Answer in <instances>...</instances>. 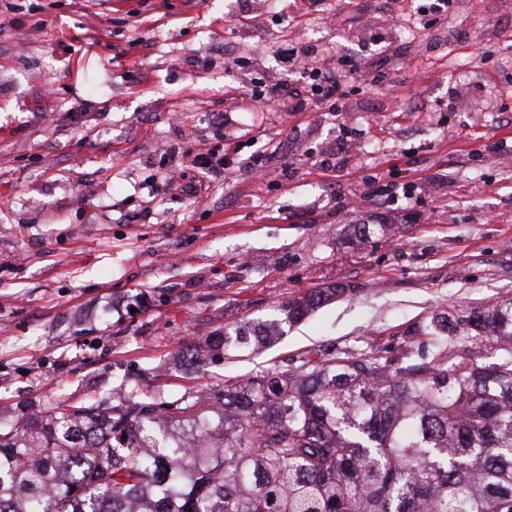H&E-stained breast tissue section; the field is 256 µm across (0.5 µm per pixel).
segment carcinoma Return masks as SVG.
I'll list each match as a JSON object with an SVG mask.
<instances>
[{
	"mask_svg": "<svg viewBox=\"0 0 512 512\" xmlns=\"http://www.w3.org/2000/svg\"><path fill=\"white\" fill-rule=\"evenodd\" d=\"M346 292L291 299L284 321ZM459 323L463 341L428 357L329 353L213 395L130 396L105 420L60 402L0 432V512H512V302ZM278 330L226 326L212 344Z\"/></svg>",
	"mask_w": 512,
	"mask_h": 512,
	"instance_id": "obj_1",
	"label": "carcinoma"
}]
</instances>
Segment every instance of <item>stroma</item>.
Returning a JSON list of instances; mask_svg holds the SVG:
<instances>
[{
  "instance_id": "35a3bbf8",
  "label": "stroma",
  "mask_w": 512,
  "mask_h": 512,
  "mask_svg": "<svg viewBox=\"0 0 512 512\" xmlns=\"http://www.w3.org/2000/svg\"><path fill=\"white\" fill-rule=\"evenodd\" d=\"M317 52L355 65L338 111L247 96ZM382 222L394 241L349 242ZM336 284L259 352L186 361ZM510 300L512 0H0V427L428 354ZM352 288H340L338 285L328 288H317L301 297L288 300L282 305L281 312L285 316L284 322L294 323L304 319L308 314L324 303L338 299Z\"/></svg>"
}]
</instances>
